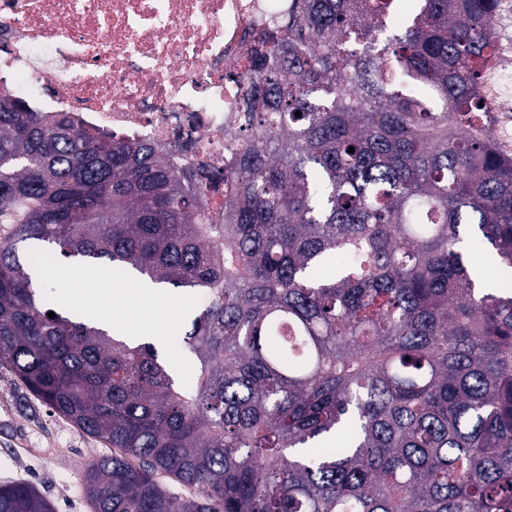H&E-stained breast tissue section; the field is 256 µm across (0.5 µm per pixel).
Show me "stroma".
I'll use <instances>...</instances> for the list:
<instances>
[{"mask_svg": "<svg viewBox=\"0 0 512 512\" xmlns=\"http://www.w3.org/2000/svg\"><path fill=\"white\" fill-rule=\"evenodd\" d=\"M50 293L64 298L83 289L100 291V306L112 308V290L122 277L97 265L62 261L48 267L42 278ZM186 306L167 313L160 343L172 361H185L180 329L197 300L184 293ZM105 442L88 436L38 400L12 369L0 364V484H34L54 505L55 512H92L84 476L97 459L110 455Z\"/></svg>", "mask_w": 512, "mask_h": 512, "instance_id": "obj_1", "label": "stroma"}]
</instances>
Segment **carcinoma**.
<instances>
[{
	"instance_id": "carcinoma-1",
	"label": "carcinoma",
	"mask_w": 512,
	"mask_h": 512,
	"mask_svg": "<svg viewBox=\"0 0 512 512\" xmlns=\"http://www.w3.org/2000/svg\"><path fill=\"white\" fill-rule=\"evenodd\" d=\"M499 3L293 0L222 168L0 96V363L118 449L93 512H512V289L474 276L512 271ZM57 259L194 291L193 386L49 304ZM0 512L54 506L12 482ZM488 102L495 115L497 112L509 111L512 104V67L511 62L501 63L498 65L495 74L491 91L488 95ZM497 132L505 142L508 144L510 138V126L507 121L501 120L502 117L497 115Z\"/></svg>"
}]
</instances>
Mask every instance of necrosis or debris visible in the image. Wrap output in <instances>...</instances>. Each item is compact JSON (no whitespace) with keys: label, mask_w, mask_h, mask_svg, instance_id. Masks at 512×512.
<instances>
[{"label":"necrosis or debris","mask_w":512,"mask_h":512,"mask_svg":"<svg viewBox=\"0 0 512 512\" xmlns=\"http://www.w3.org/2000/svg\"><path fill=\"white\" fill-rule=\"evenodd\" d=\"M288 0H0V65L42 111L223 164L245 51Z\"/></svg>","instance_id":"1"}]
</instances>
